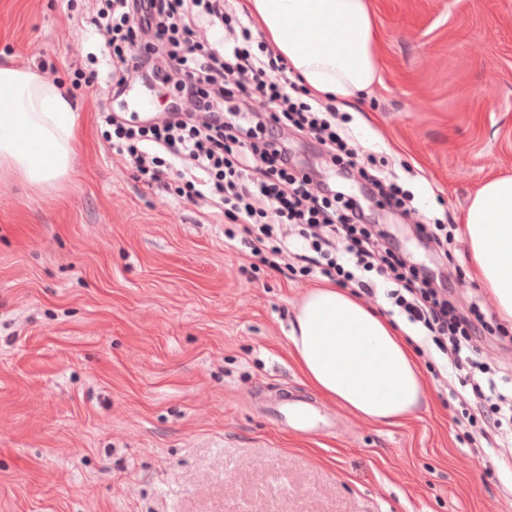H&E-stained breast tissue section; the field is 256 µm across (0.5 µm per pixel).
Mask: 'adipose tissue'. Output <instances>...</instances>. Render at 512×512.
Segmentation results:
<instances>
[{
	"mask_svg": "<svg viewBox=\"0 0 512 512\" xmlns=\"http://www.w3.org/2000/svg\"><path fill=\"white\" fill-rule=\"evenodd\" d=\"M256 33L311 93L352 100L377 80L369 0H242ZM81 120L64 84L0 65V177L54 185L71 173ZM473 272L512 321V178L491 177L463 217ZM404 327L350 290L308 289L296 305L290 354L306 383L363 421L401 426L427 400L424 369Z\"/></svg>",
	"mask_w": 512,
	"mask_h": 512,
	"instance_id": "1",
	"label": "adipose tissue"
}]
</instances>
